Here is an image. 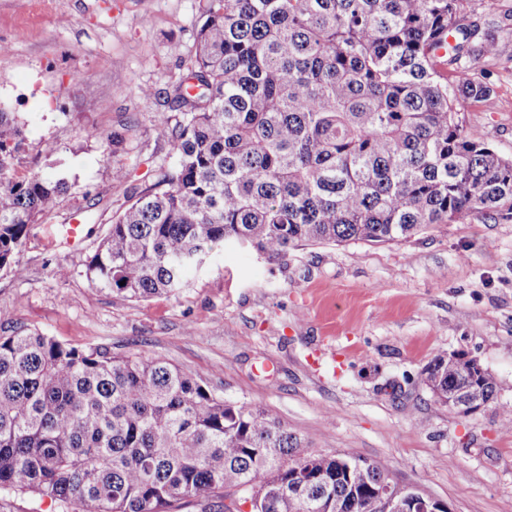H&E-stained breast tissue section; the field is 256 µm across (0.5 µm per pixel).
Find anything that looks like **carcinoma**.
<instances>
[{"instance_id": "carcinoma-1", "label": "carcinoma", "mask_w": 512, "mask_h": 512, "mask_svg": "<svg viewBox=\"0 0 512 512\" xmlns=\"http://www.w3.org/2000/svg\"><path fill=\"white\" fill-rule=\"evenodd\" d=\"M464 0H200L196 49L155 131L174 163L134 192L86 265L130 300L184 288L226 241L269 259L306 244L407 241L438 224L512 220V157L463 126L491 94L473 64L512 40L466 23ZM0 111V270L64 183L18 178L28 151ZM441 402L497 399L439 354ZM314 452L269 411L214 394L160 356L0 335V490L87 512H368L386 475ZM321 475L300 488L292 467Z\"/></svg>"}]
</instances>
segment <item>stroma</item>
<instances>
[{
	"mask_svg": "<svg viewBox=\"0 0 512 512\" xmlns=\"http://www.w3.org/2000/svg\"><path fill=\"white\" fill-rule=\"evenodd\" d=\"M512 35V0H467ZM199 0H0V110L24 125L16 175L68 190L29 225L22 275L0 270V335L25 327L79 348L160 355L216 395L273 411L312 450L361 457L452 512H512V221L441 224L385 245L313 244L268 260L228 243L174 295L131 301L86 264L133 188L173 160L154 129L194 54ZM479 68L493 95L463 112L512 156V61ZM154 94L144 98L143 86ZM124 140L113 144V131ZM127 172L123 184L113 167ZM66 224L84 225L76 247ZM479 360L495 404L463 415L419 375L438 354Z\"/></svg>",
	"mask_w": 512,
	"mask_h": 512,
	"instance_id": "1",
	"label": "stroma"
}]
</instances>
